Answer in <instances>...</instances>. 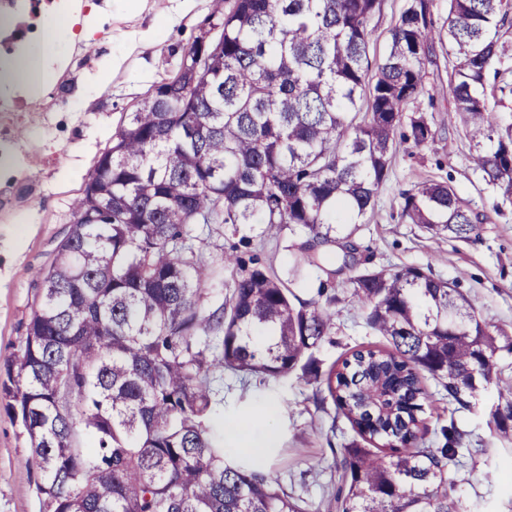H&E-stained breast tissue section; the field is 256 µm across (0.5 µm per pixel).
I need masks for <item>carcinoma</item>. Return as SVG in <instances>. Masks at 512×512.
Returning a JSON list of instances; mask_svg holds the SVG:
<instances>
[{
	"label": "carcinoma",
	"mask_w": 512,
	"mask_h": 512,
	"mask_svg": "<svg viewBox=\"0 0 512 512\" xmlns=\"http://www.w3.org/2000/svg\"><path fill=\"white\" fill-rule=\"evenodd\" d=\"M219 45L145 100L112 135L74 204L75 221L38 274L22 354L8 365L19 421L51 512H308L256 467L224 460L209 424L211 375L325 383L365 448H343L336 512H467L452 469L454 422L430 430L427 380L467 408L489 385V424L512 436V336L454 285L415 266L350 279L386 345L321 373L313 350L335 326V280L357 263L349 239L373 209L401 140L436 130L405 115L448 48V103L482 179L512 204V0H406L387 50L369 59L381 0H212ZM431 236L472 243L486 215L429 178L400 193ZM189 224H287L294 265L323 278L301 299L254 256L228 303L206 309L208 275L186 254ZM214 335L208 336L206 332Z\"/></svg>",
	"instance_id": "cac0c4a2"
}]
</instances>
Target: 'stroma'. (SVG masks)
Returning <instances> with one entry per match:
<instances>
[{"instance_id": "stroma-1", "label": "stroma", "mask_w": 512, "mask_h": 512, "mask_svg": "<svg viewBox=\"0 0 512 512\" xmlns=\"http://www.w3.org/2000/svg\"><path fill=\"white\" fill-rule=\"evenodd\" d=\"M66 2L20 0L12 13L16 35L0 39V59L12 57L17 46L32 45ZM74 2L82 14L94 16V26L78 23L61 34L55 52L62 66L16 95L18 111L0 112V166L13 171L0 181V382L7 378V361L24 348L37 274L50 264L72 224L73 203L98 157L153 85L177 71L212 12V0ZM151 27L160 33L158 44H141V32ZM448 67L447 55L438 53L414 104L432 117L434 141L398 146L375 207L351 243L358 268H431L435 277L463 291L482 318L512 333V204L493 211L495 194L449 120ZM434 175L450 178L461 197L488 214L477 242L432 237L401 217L399 192ZM244 236L281 278H288L293 235L287 225H190L185 244L210 271L202 300L207 309L229 300L236 270L224 256ZM356 270H344L336 279V325L314 351L321 370L352 349L382 342L350 298ZM213 388L212 417L218 426L263 404L276 407L268 426L255 434L267 444L264 465L288 493L306 501L310 512H328L341 484V450L356 434L325 385L297 372L262 380L218 370ZM494 401L489 387L472 408L455 411L437 390L426 410L428 423L451 417L464 433L462 443L471 453L457 479L470 512H512V442L503 441L488 423ZM29 455L20 424L0 406V512H39L40 473L28 465Z\"/></svg>"}]
</instances>
